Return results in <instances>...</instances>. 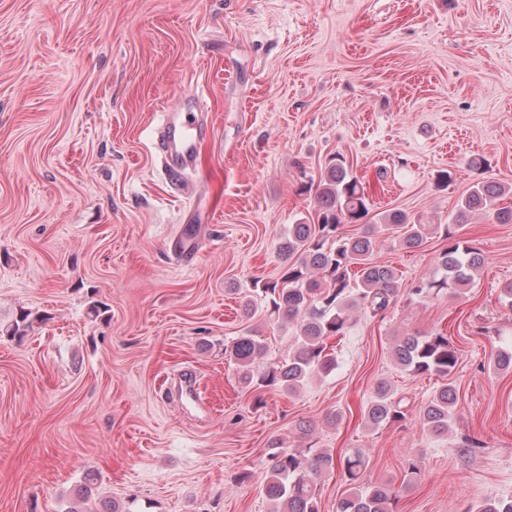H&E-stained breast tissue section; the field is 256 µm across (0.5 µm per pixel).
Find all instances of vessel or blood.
I'll return each mask as SVG.
<instances>
[{"label": "vessel or blood", "mask_w": 512, "mask_h": 512, "mask_svg": "<svg viewBox=\"0 0 512 512\" xmlns=\"http://www.w3.org/2000/svg\"><path fill=\"white\" fill-rule=\"evenodd\" d=\"M197 94L185 96L182 105L162 114L158 149L165 161L167 176L176 183H185L194 162L196 143L209 133L208 127L196 118Z\"/></svg>", "instance_id": "1"}]
</instances>
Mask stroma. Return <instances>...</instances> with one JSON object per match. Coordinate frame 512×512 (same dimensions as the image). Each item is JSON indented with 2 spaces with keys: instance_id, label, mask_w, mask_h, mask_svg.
<instances>
[{
  "instance_id": "obj_1",
  "label": "stroma",
  "mask_w": 512,
  "mask_h": 512,
  "mask_svg": "<svg viewBox=\"0 0 512 512\" xmlns=\"http://www.w3.org/2000/svg\"><path fill=\"white\" fill-rule=\"evenodd\" d=\"M195 90L212 133L183 189L155 138ZM336 153L373 213L423 224L476 181L512 187V0H0V324L34 319L0 336V512H81L87 490L122 512H270L268 445L301 446L303 423L364 449L395 512L512 499V373L485 369L512 346V224L462 228L485 256L468 287L356 313L331 374L259 403L239 384L224 347L244 329L288 353L292 329L241 304L279 278L282 233L316 208L301 186ZM441 245L387 233L374 256L409 283ZM436 331L460 351L447 435L371 429L379 380L413 410L440 386L392 355Z\"/></svg>"
}]
</instances>
